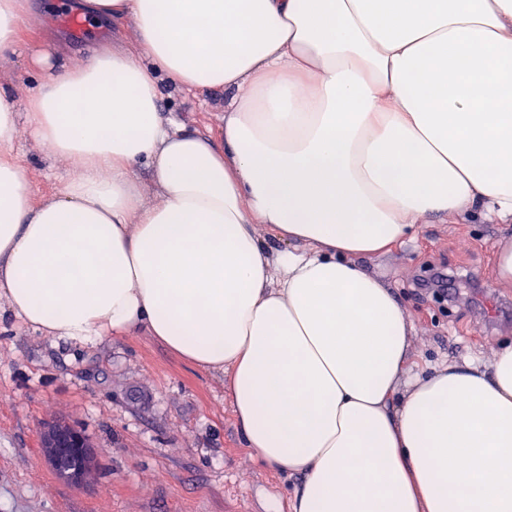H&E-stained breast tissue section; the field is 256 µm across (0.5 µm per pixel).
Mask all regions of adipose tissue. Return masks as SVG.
Listing matches in <instances>:
<instances>
[{"instance_id":"obj_1","label":"adipose tissue","mask_w":512,"mask_h":512,"mask_svg":"<svg viewBox=\"0 0 512 512\" xmlns=\"http://www.w3.org/2000/svg\"><path fill=\"white\" fill-rule=\"evenodd\" d=\"M87 7L131 22L122 46L55 65L24 104L0 88L11 317L144 332L230 372L245 448L303 478L291 512H512V343L410 373L412 325L359 263L428 218L512 223V0ZM30 32L28 0H0V57ZM164 79L223 93L215 132L163 116ZM21 116L77 165L51 196L13 148Z\"/></svg>"}]
</instances>
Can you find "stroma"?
Segmentation results:
<instances>
[{
    "label": "stroma",
    "instance_id": "1",
    "mask_svg": "<svg viewBox=\"0 0 512 512\" xmlns=\"http://www.w3.org/2000/svg\"><path fill=\"white\" fill-rule=\"evenodd\" d=\"M71 0H33V26L53 41L0 58V87L16 99L46 70L41 54L77 65L111 42L108 25L77 29L51 16ZM166 116L206 130L224 118V95L184 93L161 82ZM14 149L33 191H56L74 164L47 158L26 121ZM511 224L430 221L391 252L363 266L385 281L413 326L409 366L430 369L463 357L490 361L512 341V287L493 279V255ZM472 279L455 299L435 302L419 288L426 263ZM227 377L197 369L147 334L80 343L0 318V512H290L301 476L278 472L241 442ZM63 421L92 445L90 475L60 479L41 446L47 425Z\"/></svg>",
    "mask_w": 512,
    "mask_h": 512
}]
</instances>
